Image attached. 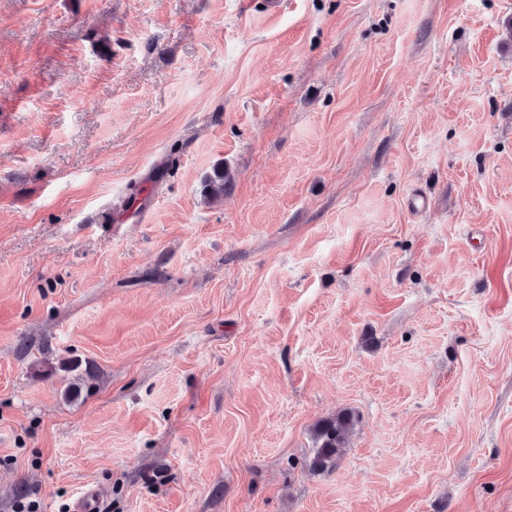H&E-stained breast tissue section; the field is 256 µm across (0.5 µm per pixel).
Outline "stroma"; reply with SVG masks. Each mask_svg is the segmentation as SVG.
Segmentation results:
<instances>
[{
  "mask_svg": "<svg viewBox=\"0 0 512 512\" xmlns=\"http://www.w3.org/2000/svg\"><path fill=\"white\" fill-rule=\"evenodd\" d=\"M266 2L0 0V512H512V0ZM59 364L61 370L68 373H74L73 381L70 382L69 386L65 390V396L74 398L78 396V392L81 393L83 387L87 386V389L90 388L92 381L95 379V374L94 370H92L86 362L84 363L83 370L82 360L75 357L65 359V361H62ZM354 421V414L345 410L314 425L315 445L308 461V466L313 472L326 473L336 468L343 448L347 447ZM104 491L97 486H90L83 489L80 495L73 502L71 512H101Z\"/></svg>",
  "mask_w": 512,
  "mask_h": 512,
  "instance_id": "35a3bbf8",
  "label": "stroma"
}]
</instances>
